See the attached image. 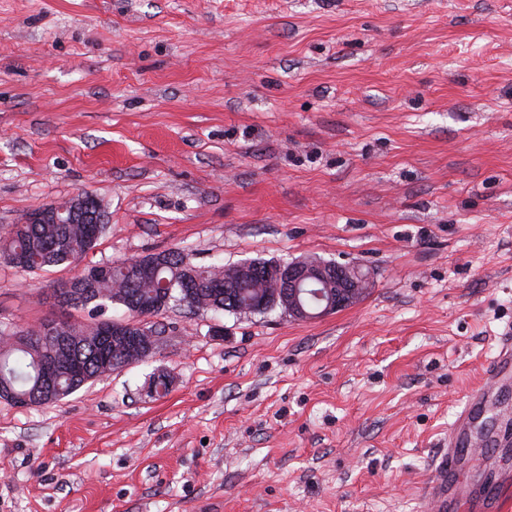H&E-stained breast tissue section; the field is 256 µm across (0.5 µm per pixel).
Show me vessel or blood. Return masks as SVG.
Listing matches in <instances>:
<instances>
[{
	"label": "vessel or blood",
	"instance_id": "obj_1",
	"mask_svg": "<svg viewBox=\"0 0 512 512\" xmlns=\"http://www.w3.org/2000/svg\"><path fill=\"white\" fill-rule=\"evenodd\" d=\"M487 379L468 395L448 428V450L439 458L425 496L428 512H504L512 498L510 470H497L475 485L458 476L464 464L476 462L479 447L512 446V416L502 415L496 426L485 425L488 409L496 405L501 392L512 388V336L503 337Z\"/></svg>",
	"mask_w": 512,
	"mask_h": 512
}]
</instances>
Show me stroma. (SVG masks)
<instances>
[{"instance_id":"obj_1","label":"stroma","mask_w":512,"mask_h":512,"mask_svg":"<svg viewBox=\"0 0 512 512\" xmlns=\"http://www.w3.org/2000/svg\"><path fill=\"white\" fill-rule=\"evenodd\" d=\"M82 191L83 269L373 283L308 322L172 308L146 361L0 399V512H424L512 329V0H0V229ZM75 270L0 263V323L58 316Z\"/></svg>"}]
</instances>
